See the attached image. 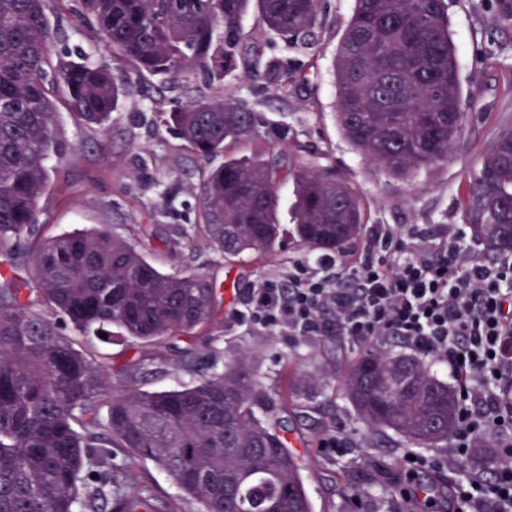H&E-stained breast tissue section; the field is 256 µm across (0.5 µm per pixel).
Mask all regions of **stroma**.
<instances>
[{"mask_svg": "<svg viewBox=\"0 0 512 512\" xmlns=\"http://www.w3.org/2000/svg\"><path fill=\"white\" fill-rule=\"evenodd\" d=\"M351 6V0H325L324 25L312 57L291 51L257 13L248 14L243 19L246 39L260 47L263 60H297L295 86L279 95L262 82L234 79L226 86L206 87V94L231 90L235 99L262 115L267 127H287L289 142L308 146L319 164L336 167L363 203L365 233L377 226L394 231L463 226L461 201L468 177L496 135L512 128V20H503L498 0H448L459 80L464 90H476L477 95L468 109L465 138L447 162L400 180L366 164L336 122L332 62ZM51 22L58 50L111 63V53L92 29L79 28L73 12L58 9ZM183 99L182 89L146 83L120 99L105 131L85 128L66 104L58 106L64 158L51 163L50 188L39 217L44 234L108 224L136 242L162 272L198 269L219 290L209 328L167 339L159 349L160 360L147 372L138 368L137 347L116 340L111 350L114 368L135 372L143 390L161 391L245 357L246 368L272 400L274 417L302 463L313 512H391L396 502L411 512L404 443L390 430L363 424L343 396L361 346L333 336L291 342L251 328L245 319L251 293L265 279L309 269L310 252L292 233L293 183L284 182L278 190L283 244L274 255L228 262L202 239L186 241L183 232L197 221L209 164L160 121L161 113ZM336 433L344 439L341 451H323L322 442Z\"/></svg>", "mask_w": 512, "mask_h": 512, "instance_id": "obj_1", "label": "stroma"}]
</instances>
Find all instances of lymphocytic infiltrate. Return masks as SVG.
<instances>
[{
    "label": "lymphocytic infiltrate",
    "instance_id": "1",
    "mask_svg": "<svg viewBox=\"0 0 512 512\" xmlns=\"http://www.w3.org/2000/svg\"><path fill=\"white\" fill-rule=\"evenodd\" d=\"M324 275L265 280L247 318L291 338L393 340L441 366L457 395L441 468L458 476L453 512H512V259H479L464 231L376 230L356 254L322 257ZM484 468L464 470L475 449Z\"/></svg>",
    "mask_w": 512,
    "mask_h": 512
}]
</instances>
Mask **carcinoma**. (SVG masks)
Returning <instances> with one entry per match:
<instances>
[{"label":"carcinoma","mask_w":512,"mask_h":512,"mask_svg":"<svg viewBox=\"0 0 512 512\" xmlns=\"http://www.w3.org/2000/svg\"><path fill=\"white\" fill-rule=\"evenodd\" d=\"M57 0H0V512H178L134 483L130 460H150L199 512H312L297 458L273 413H257L259 380L238 361L178 389L151 392L112 377L99 350L77 348L112 328L143 346L210 325L217 288L202 271L161 272L107 224L41 236L40 201L58 154L59 87L85 127L107 128L133 79L219 83L250 55L249 9L296 52L313 56L323 0H80L78 19L112 53V67L86 56L58 59L49 10ZM290 60L262 78L279 94L296 82ZM342 135L371 166L406 179L448 160L465 137L467 98L455 65L448 0H352L333 62ZM166 126L195 155L220 160L200 195L207 243L224 258L277 250V185L296 186L297 242L336 250L357 239L364 209L334 167L291 153L287 132L267 130L271 153L224 155L261 136L264 123L231 95H195L166 113ZM465 223L485 250L512 243V131L499 133L462 199ZM35 280L51 312L34 311L21 286ZM343 396L364 423L387 428L410 448L448 439L455 422L448 384L419 359L368 350L353 364ZM128 455L116 462V449ZM235 495L224 497V483Z\"/></svg>","instance_id":"obj_1"}]
</instances>
